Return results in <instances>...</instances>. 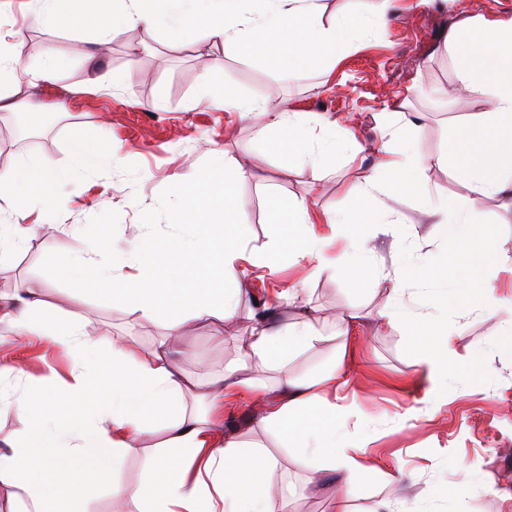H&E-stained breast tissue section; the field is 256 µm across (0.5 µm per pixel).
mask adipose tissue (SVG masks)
I'll use <instances>...</instances> for the list:
<instances>
[{
    "mask_svg": "<svg viewBox=\"0 0 512 512\" xmlns=\"http://www.w3.org/2000/svg\"><path fill=\"white\" fill-rule=\"evenodd\" d=\"M37 13L50 27L94 30L103 41L125 29L145 27L181 35L205 31L225 52L278 41L275 67L301 78L313 70L332 71L352 46L358 29L381 27L389 0H376L366 14L344 15L332 23L321 21L318 0H258L249 13L243 0H35ZM445 49L455 62V81L465 96L483 104L458 124L438 163L447 164L466 189L465 196L428 197L422 181L427 162L413 147L414 122L405 113L385 110L380 126L378 161L371 175L355 190V204L343 214H319L309 203L289 207L284 221L290 226L288 258L312 265L314 273L328 268L376 269L375 247L361 228L375 225L377 214L393 217L388 198L405 194L425 197L426 213L441 238L452 239L454 251L401 269L398 281L435 284L443 300L468 303L481 293L488 314L499 311L494 288H479L473 271L494 260L493 232L483 223L481 205L490 198L512 208V17L478 15L452 19ZM59 63L48 51L34 65L24 66L14 43L0 35V112L17 111L22 89L55 81ZM198 102L234 112L259 122L263 128L285 132L279 152L285 166L307 164L317 171L329 168L336 155L353 151L352 132L338 122L306 113L270 111L264 102L232 93L214 92L200 83ZM70 167L17 158L0 170V251L21 249L37 231L30 215L41 211L61 216L60 191L71 180L93 174L116 159L119 147L108 140H92L89 133L73 136ZM251 170L235 164L223 183H187L184 207L177 217V234L158 240L139 234L125 252H114L110 242L98 240L87 251L60 255L56 268L78 287L94 283L96 290L130 305L141 316L165 318L171 330L181 326V311L197 320L233 318L237 313L239 275L245 266L262 267L271 256L248 248L234 224L239 211L234 182ZM318 224H330L344 234L347 245L339 256H329L327 240L315 233ZM129 266L136 273L119 276ZM382 322H408L420 349L418 374L432 384H444L458 354L447 321L423 314L402 298L379 309ZM0 326L16 336H42L68 349L73 365L68 379L36 382L13 393L20 411L34 412L33 396L59 407L83 404L74 420L40 415L31 433L0 442V489L10 490L7 512H85L90 495L111 486L124 512H288L283 491L268 478L277 462L257 446L225 439L224 405L258 387V379H233L219 374L209 394L196 396L195 384L171 356L170 342H160L145 353L130 339L113 340L100 354L98 340L74 322H63L45 303L42 290L31 286L9 298H0ZM312 323L285 325L260 320L243 345L246 356L280 372L285 399L268 406L262 423L277 429L287 441L306 453L331 456L337 512L366 472L365 449L345 445L342 431L345 409L331 402L347 380L341 366L298 377L288 371L290 358L320 341ZM108 369L105 397L85 407L87 392ZM162 432L161 450L147 458L138 484L117 487L113 466L137 447L146 435Z\"/></svg>",
    "mask_w": 512,
    "mask_h": 512,
    "instance_id": "1",
    "label": "adipose tissue"
}]
</instances>
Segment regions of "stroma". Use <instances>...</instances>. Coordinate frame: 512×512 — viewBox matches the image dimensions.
<instances>
[{"instance_id":"obj_1","label":"stroma","mask_w":512,"mask_h":512,"mask_svg":"<svg viewBox=\"0 0 512 512\" xmlns=\"http://www.w3.org/2000/svg\"><path fill=\"white\" fill-rule=\"evenodd\" d=\"M454 12L512 16V0H393L383 28L356 33V48L344 54L335 70H316L299 79L272 67L267 47L234 55L213 46L201 32L173 38L142 27L123 30L96 46L98 60L119 80L118 85L99 88L91 83V63L75 50L84 39L82 33L45 25L28 0H0V33L20 32L22 64H31L32 48L45 44L62 64L57 83L21 90L20 111L0 112V168L19 156L69 165L71 138L79 129L123 145L117 163L64 188L63 223L37 234L22 251L0 256V293L25 284L40 286L46 302L66 319L80 321L101 346L130 336L142 347H153L169 333L164 323L140 317L110 294L83 291L60 279L55 256L87 249L102 224L119 248L144 230L167 237L181 206L179 179L192 172L204 181H220L245 158L253 175L237 183L236 195L250 247L266 249L289 233L288 225L275 223L272 202L286 206L305 201L316 211L331 213L350 208L354 188L376 163L380 116L399 100L418 123L416 149L432 160L423 173L431 194H463L447 166L435 162L453 128L481 108L457 96L455 64L442 47ZM204 78L216 91L233 88L241 97L266 101L273 111L337 120L354 133L360 150L337 159L321 175L307 167L285 169L274 149V132L197 102ZM414 84L420 92L412 97L408 89ZM158 100L163 109H154ZM22 117L41 120L38 141L22 142L17 131ZM216 154L224 167L213 166ZM391 205L402 221L376 238L383 276L367 281L355 271L329 269L313 277L308 268L291 265L284 257L273 258L267 267H247L235 317L189 318L180 327L181 341L190 349L181 364L191 373L233 369L241 378L265 374L260 361H245L240 355L260 307H268L283 324L309 318L326 339L293 357L288 369L309 376L334 357L344 359L348 384L338 395L346 408L345 426L352 447L367 448L370 466L347 503L350 512H369L385 498L396 460L413 476L403 491L408 512H506L501 495L512 494V350L499 345L503 317L488 315L476 300L446 310L429 285L404 283L409 304L426 313H447L449 325L462 328L454 339L460 359L448 369L447 392L418 381L408 327L378 326L373 315L390 300L403 262L443 253L447 245L435 225L424 223L419 199L398 197ZM481 217L494 231L497 262L477 271L476 277L512 299V211L488 200ZM74 224L83 225V238L72 236ZM300 280L307 283L306 298L288 304L281 293ZM340 313L360 317L345 341L335 336ZM1 361L19 369L0 382L7 391L72 366L64 349L34 336L0 346ZM257 409V403L247 399L225 404V438L274 453L278 464L270 480L288 495L293 512H329L330 489L313 483L328 460L306 456L293 463L286 441L263 425ZM412 409L419 410L418 418H407ZM466 480L477 485V492L463 499L442 495V488L453 490Z\"/></svg>"}]
</instances>
